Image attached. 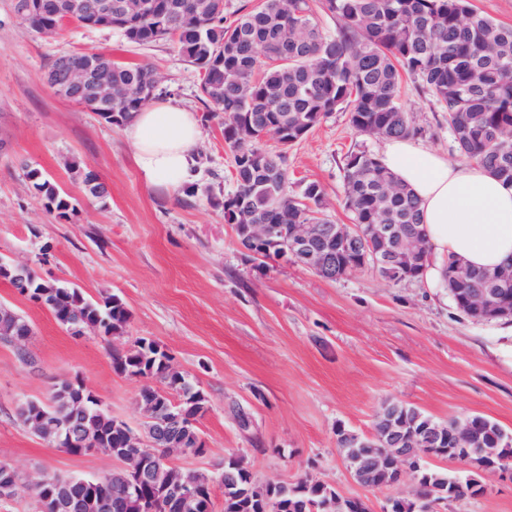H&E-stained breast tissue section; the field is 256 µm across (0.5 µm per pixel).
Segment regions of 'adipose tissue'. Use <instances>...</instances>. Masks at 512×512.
<instances>
[{
	"label": "adipose tissue",
	"instance_id": "adipose-tissue-1",
	"mask_svg": "<svg viewBox=\"0 0 512 512\" xmlns=\"http://www.w3.org/2000/svg\"><path fill=\"white\" fill-rule=\"evenodd\" d=\"M123 132L147 187L176 195L196 179L197 113L154 101ZM380 159L420 202L431 252L422 274L427 285L442 283L450 258L488 271L512 263V185L478 163L448 162L410 137L386 139Z\"/></svg>",
	"mask_w": 512,
	"mask_h": 512
}]
</instances>
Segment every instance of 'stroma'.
Listing matches in <instances>:
<instances>
[{"label": "stroma", "mask_w": 512, "mask_h": 512, "mask_svg": "<svg viewBox=\"0 0 512 512\" xmlns=\"http://www.w3.org/2000/svg\"><path fill=\"white\" fill-rule=\"evenodd\" d=\"M105 51L148 66L161 97L198 114V71L170 43H128L112 29L67 24L54 35L20 23L12 0H0V260L35 268L88 296L116 293L131 319L123 336H76L46 309L0 281V304L33 324L22 362L0 341V462L31 478L49 472L100 478L118 461L72 456L47 447L17 419L21 403L47 400L66 378L79 379L104 409L142 432L138 404L143 380L118 374L112 354L138 339L167 350L175 369L207 394L200 428L202 455L175 453L179 470L213 474L239 457L262 482L308 475L343 496L379 507L388 496H412V476L395 486L357 484L342 462L336 433L370 434L380 405L393 401L445 421L485 416L512 433V335L506 322H476L455 306L447 289L423 282L395 285L364 269L329 281L309 269L247 258L222 201L234 189L232 154L220 120L204 122L194 196L145 186L121 128L57 96L45 74L60 56ZM403 102L418 141L459 160L441 107L413 79ZM381 140L358 135L347 112L333 113L288 151V188L318 182L328 212L349 221L343 207L344 159L355 149L379 153ZM108 187L88 195L84 169ZM39 170L76 206L55 218L27 178ZM249 411L241 430L232 407ZM483 496L453 503L447 512H512V484L485 476Z\"/></svg>", "instance_id": "35a3bbf8"}]
</instances>
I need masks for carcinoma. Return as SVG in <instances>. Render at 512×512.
Returning a JSON list of instances; mask_svg holds the SVG:
<instances>
[{
	"label": "carcinoma",
	"instance_id": "1",
	"mask_svg": "<svg viewBox=\"0 0 512 512\" xmlns=\"http://www.w3.org/2000/svg\"><path fill=\"white\" fill-rule=\"evenodd\" d=\"M166 11L173 2L182 6L178 20L164 25L154 17L136 16L116 27L133 44L171 42L200 75V99L212 117L224 116V143L233 156L235 190L224 196V220L235 226L238 245L252 258H271L272 242L254 244L242 223L240 209L247 208L256 224H273L277 239L288 237L292 224H331L324 193L316 182L303 185L300 193H288V148L304 139L317 125L339 110L349 112L352 129L377 138L412 137L417 134L413 116L401 99L402 77L407 75L446 112V121L460 155L476 161L496 177L512 183V26L495 22L472 8L469 0H261L243 4L226 17L225 0H211L208 17L193 10L194 0H158ZM336 19V30H323L315 9ZM36 32L54 23L51 11L18 16ZM302 22L296 34L289 28ZM113 75L125 85L122 98L112 105L97 104L90 111L120 127L153 101L144 88L153 75L145 67L112 63ZM271 135L281 145L271 152L262 145ZM47 207L60 220L70 219L74 205L35 169L27 172ZM392 183L395 193L386 196L381 183ZM344 204L354 224H398L401 233H415L427 243L419 201L412 189L398 181L374 154L365 149L348 153L344 161ZM460 269L463 279L447 280L448 292L463 307L465 291L481 284L487 271L448 260L447 270ZM0 280L15 289L25 282L27 298L43 299L56 319L74 332L86 324L97 326L108 339L125 333L130 320L126 303L116 294L91 300L75 287L42 277L28 266L0 262ZM33 333L29 320L0 305V341L17 346L21 360L29 361L23 337ZM172 357L154 343L136 344L112 354L114 369L133 378L160 382L155 399L167 407L180 400L184 424L161 435L155 423L144 422L145 437L159 457L165 449L199 444L197 422L209 410L204 391L176 370ZM71 379L56 384L49 416L64 421ZM404 419L420 429L430 419L418 409L385 402L373 423V434L387 438L390 424ZM478 425L481 433L500 436L502 428L482 416L445 423ZM124 448L115 418L90 404L81 421L74 423V439ZM223 470L233 473L234 484L224 487L223 512H268L270 504L280 512H321L329 486L307 476L270 487L255 479L241 460L229 458ZM481 474L471 472L463 480L444 469L427 467L419 472L416 499L403 501L399 512H431L466 496H480Z\"/></svg>",
	"mask_w": 512,
	"mask_h": 512
}]
</instances>
